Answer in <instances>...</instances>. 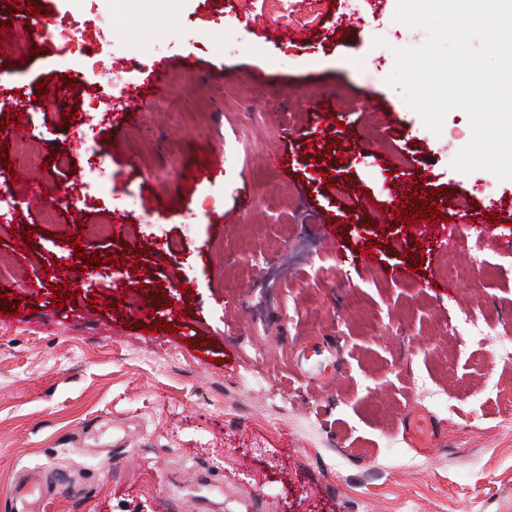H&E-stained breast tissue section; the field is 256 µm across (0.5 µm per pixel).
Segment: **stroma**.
<instances>
[{"label":"stroma","instance_id":"stroma-1","mask_svg":"<svg viewBox=\"0 0 512 512\" xmlns=\"http://www.w3.org/2000/svg\"><path fill=\"white\" fill-rule=\"evenodd\" d=\"M13 2L0 117L22 113L28 144L0 164V294L24 302L0 313V512L31 470L43 512H158L164 493L178 512H512V184L452 168L465 112L433 133L386 84L394 48L427 38L397 0H321L290 43L294 0H148L143 26ZM48 21L79 25L95 70L66 71ZM146 82L161 110L122 126ZM399 172L445 216H494L456 261L498 275L430 290L435 242L404 251L410 225L374 220ZM35 178L86 198L45 223ZM73 235L108 274L80 270ZM470 314L485 337L454 332ZM410 413L445 446L410 448Z\"/></svg>","mask_w":512,"mask_h":512}]
</instances>
